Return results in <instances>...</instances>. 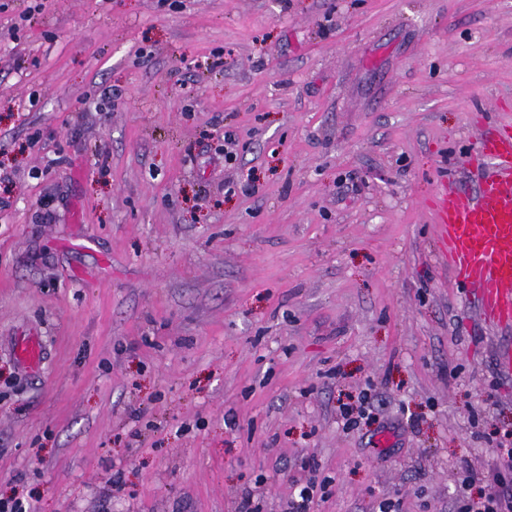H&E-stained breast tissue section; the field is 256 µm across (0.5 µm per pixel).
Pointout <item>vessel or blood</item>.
<instances>
[{"mask_svg":"<svg viewBox=\"0 0 512 512\" xmlns=\"http://www.w3.org/2000/svg\"><path fill=\"white\" fill-rule=\"evenodd\" d=\"M479 150L494 167L476 196L438 189L437 237L456 281L478 289L484 321L495 329L512 328V126L482 137ZM12 351L27 372H40L44 353L35 332L15 336Z\"/></svg>","mask_w":512,"mask_h":512,"instance_id":"1","label":"vessel or blood"}]
</instances>
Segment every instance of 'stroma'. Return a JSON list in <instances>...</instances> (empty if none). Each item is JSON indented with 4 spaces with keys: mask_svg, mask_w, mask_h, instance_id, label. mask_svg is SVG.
<instances>
[{
    "mask_svg": "<svg viewBox=\"0 0 512 512\" xmlns=\"http://www.w3.org/2000/svg\"><path fill=\"white\" fill-rule=\"evenodd\" d=\"M504 124L512 0H0V499L448 512L512 331L430 206ZM12 351L20 365L29 373H39L43 364L44 353L40 337L33 331H26L15 336ZM296 482L295 496L288 503L289 512H312L315 503V482L309 479L305 483Z\"/></svg>",
    "mask_w": 512,
    "mask_h": 512,
    "instance_id": "obj_1",
    "label": "stroma"
}]
</instances>
